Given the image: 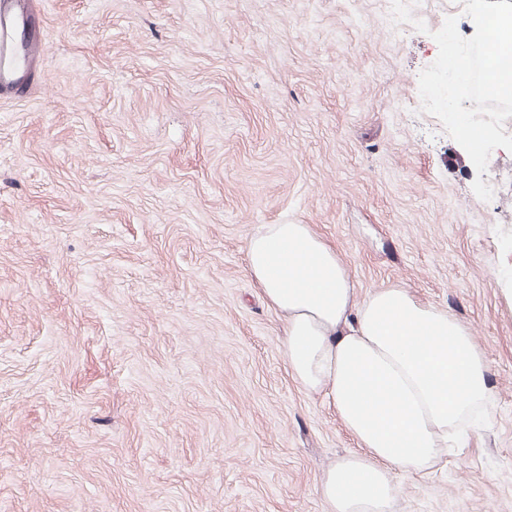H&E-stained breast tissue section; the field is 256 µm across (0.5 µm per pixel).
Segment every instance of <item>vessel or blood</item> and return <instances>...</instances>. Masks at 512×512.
<instances>
[{"label":"vessel or blood","mask_w":512,"mask_h":512,"mask_svg":"<svg viewBox=\"0 0 512 512\" xmlns=\"http://www.w3.org/2000/svg\"><path fill=\"white\" fill-rule=\"evenodd\" d=\"M26 13V0H0V90L13 89L41 52L37 42L26 44L19 37Z\"/></svg>","instance_id":"vessel-or-blood-1"}]
</instances>
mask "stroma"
<instances>
[{
  "mask_svg": "<svg viewBox=\"0 0 512 512\" xmlns=\"http://www.w3.org/2000/svg\"><path fill=\"white\" fill-rule=\"evenodd\" d=\"M32 3L45 56L0 94V512H329L357 445L246 258L288 223L489 365V418L394 512H512V154L477 174L419 106L463 0L396 35L386 0Z\"/></svg>",
  "mask_w": 512,
  "mask_h": 512,
  "instance_id": "35a3bbf8",
  "label": "stroma"
}]
</instances>
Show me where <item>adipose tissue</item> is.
Returning a JSON list of instances; mask_svg holds the SVG:
<instances>
[{
    "label": "adipose tissue",
    "instance_id": "1",
    "mask_svg": "<svg viewBox=\"0 0 512 512\" xmlns=\"http://www.w3.org/2000/svg\"><path fill=\"white\" fill-rule=\"evenodd\" d=\"M246 253L283 321L291 375L335 408L358 446L322 476L330 512H391L399 475L434 467L487 414L493 389L481 349L456 317L407 288L360 295L311 225H262Z\"/></svg>",
    "mask_w": 512,
    "mask_h": 512
}]
</instances>
